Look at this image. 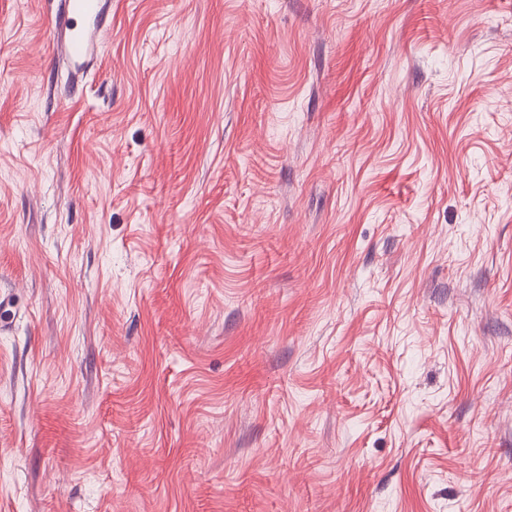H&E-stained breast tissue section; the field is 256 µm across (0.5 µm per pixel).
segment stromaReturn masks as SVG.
Returning a JSON list of instances; mask_svg holds the SVG:
<instances>
[{
	"mask_svg": "<svg viewBox=\"0 0 512 512\" xmlns=\"http://www.w3.org/2000/svg\"><path fill=\"white\" fill-rule=\"evenodd\" d=\"M0 0V512H512V0ZM102 0H63L62 9L69 16L68 36L57 44V51L73 62H84L107 32L103 25Z\"/></svg>",
	"mask_w": 512,
	"mask_h": 512,
	"instance_id": "35a3bbf8",
	"label": "stroma"
}]
</instances>
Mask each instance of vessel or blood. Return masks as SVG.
I'll use <instances>...</instances> for the list:
<instances>
[{
	"instance_id": "1",
	"label": "vessel or blood",
	"mask_w": 512,
	"mask_h": 512,
	"mask_svg": "<svg viewBox=\"0 0 512 512\" xmlns=\"http://www.w3.org/2000/svg\"><path fill=\"white\" fill-rule=\"evenodd\" d=\"M62 9L68 15L70 28L67 37L57 49L70 60L84 62L92 55L107 28L103 23L102 0H62Z\"/></svg>"
}]
</instances>
